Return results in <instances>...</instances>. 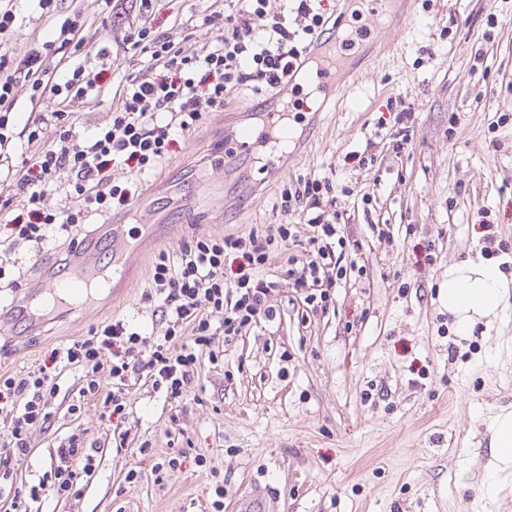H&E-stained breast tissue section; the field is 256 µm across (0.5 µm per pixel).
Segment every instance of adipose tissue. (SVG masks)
I'll list each match as a JSON object with an SVG mask.
<instances>
[{
	"label": "adipose tissue",
	"mask_w": 512,
	"mask_h": 512,
	"mask_svg": "<svg viewBox=\"0 0 512 512\" xmlns=\"http://www.w3.org/2000/svg\"><path fill=\"white\" fill-rule=\"evenodd\" d=\"M442 297L460 332H467L479 318H491L512 300V282L498 263L467 259L448 269ZM490 459L486 476L512 474V411L496 415L488 428Z\"/></svg>",
	"instance_id": "obj_1"
}]
</instances>
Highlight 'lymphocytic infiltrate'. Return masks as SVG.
Segmentation results:
<instances>
[{"instance_id": "1", "label": "lymphocytic infiltrate", "mask_w": 512, "mask_h": 512, "mask_svg": "<svg viewBox=\"0 0 512 512\" xmlns=\"http://www.w3.org/2000/svg\"><path fill=\"white\" fill-rule=\"evenodd\" d=\"M38 4L54 29L52 38L34 40L20 57L0 48V211L21 203L26 217L15 220L11 234L37 244L60 221V212L47 203L57 185H64L67 199L80 209L97 215L113 204H126L127 193L112 178L118 163H135L141 171L154 168L169 155L176 134L192 132L203 113L223 111L228 91L251 81L278 87L300 63L303 43L325 23L309 0H299L292 15L273 9L271 0H237L231 12L219 9L204 17L217 34L192 53L142 23L125 41L147 54L144 71L127 79L119 107L85 135L75 131L69 116L95 103L105 88L100 71L74 65L71 54L106 39L111 25L83 0ZM66 4L71 7L67 15L62 12ZM22 87L31 107L25 129L33 161L18 166L9 121ZM50 121L55 127L49 132L45 126ZM337 202L329 177L310 178L284 187L276 203L280 212L298 216V223L275 224L263 234L198 235L184 242L177 255L159 252L145 299L159 303L166 325L162 337L143 335L117 319L72 341L66 360L85 370L79 396L103 394L109 414L123 413L126 382L135 373L181 402L217 337L241 335L257 320L273 317L272 300L281 284H289L311 311L329 310L336 285L348 272L336 255L345 243ZM289 245L301 248L305 262L288 257L279 265V278L268 277ZM232 253L240 254L242 262L228 282L224 261ZM107 348L113 351L108 359L103 356ZM103 369L113 379L105 393L98 380ZM56 392L54 377L43 368L20 378L0 375V411L11 428L10 441L0 446V498L9 500L13 512H27L28 501L47 488L59 496H78L81 479L93 469L92 454L73 434L55 448L42 483L26 491L14 484V465L27 455L34 433L48 424Z\"/></svg>"}]
</instances>
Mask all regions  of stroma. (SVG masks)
<instances>
[{
	"label": "stroma",
	"instance_id": "stroma-1",
	"mask_svg": "<svg viewBox=\"0 0 512 512\" xmlns=\"http://www.w3.org/2000/svg\"><path fill=\"white\" fill-rule=\"evenodd\" d=\"M229 2L159 0L151 25L196 50L213 32L186 31L187 20ZM410 2L409 22L392 27L354 16L345 0H315L328 28L367 31L356 50L370 63L346 97L290 115L295 135L274 166L260 150L227 164L217 157L225 132L255 121L244 105L258 94L245 85L158 169H115L128 205L87 218L52 197L74 216L77 237L123 227L125 276L94 304L34 327L15 322L12 307L39 278L36 251L12 246V215L0 212V256L12 260L0 279V374L51 366L54 351L113 319L162 334L144 300L155 255L178 253L196 234L289 223L274 203L292 180L327 176L349 188L341 233L352 244L345 259L358 265L323 314L280 288L274 318L217 340L182 403L133 374L123 417H104L102 394L72 413L80 373L63 369L50 426L33 436L15 479L38 484L53 446L74 433L96 449L94 471L78 497L48 490L29 512H214L218 488L228 505L271 497L273 512H486L491 502L512 512V476L490 492L476 481L490 456L488 421L512 411V308L462 336L441 296L449 266L468 258L501 259L512 273V0ZM140 20V0H126L104 83L141 70L145 54L122 42ZM406 125L412 139L394 151L392 135ZM190 181L205 195L188 200ZM15 277L20 287L9 286Z\"/></svg>",
	"mask_w": 512,
	"mask_h": 512
}]
</instances>
